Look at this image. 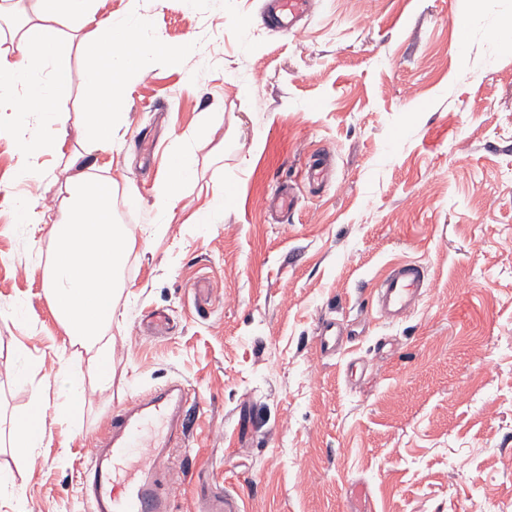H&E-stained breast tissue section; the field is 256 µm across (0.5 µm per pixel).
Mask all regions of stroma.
<instances>
[{"label":"stroma","instance_id":"1","mask_svg":"<svg viewBox=\"0 0 512 512\" xmlns=\"http://www.w3.org/2000/svg\"><path fill=\"white\" fill-rule=\"evenodd\" d=\"M262 0H101L146 22L171 53L140 62L111 151L82 131L87 29L70 49L66 132L24 152L29 129L0 112V420L59 401V355L87 373L43 292L67 157L88 155L135 240L112 326V384L87 388L81 431L50 425L28 458L0 447V473L29 512H88L87 450L114 408L173 380L204 413L175 448L173 512L229 495L246 512H512V0H314L301 32L268 28ZM182 138L195 175L161 223L156 188ZM325 150L327 185L306 165ZM42 172V181L27 179ZM291 213L266 216L278 186ZM223 192L224 221L192 214ZM37 198L36 222L21 205ZM416 259L429 294L404 321L374 313L387 267ZM210 293L196 303L194 290ZM162 311L163 335L143 332ZM344 320L341 354L320 357L322 319ZM38 371L14 379L18 355ZM367 371H348L351 359ZM193 477L184 480L183 464Z\"/></svg>","mask_w":512,"mask_h":512}]
</instances>
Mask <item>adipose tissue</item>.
Returning <instances> with one entry per match:
<instances>
[{"label":"adipose tissue","instance_id":"obj_1","mask_svg":"<svg viewBox=\"0 0 512 512\" xmlns=\"http://www.w3.org/2000/svg\"><path fill=\"white\" fill-rule=\"evenodd\" d=\"M40 23L25 27L12 56L0 54V94L23 87L25 98L16 108L21 123L36 119L35 143L47 146L46 128L64 132L70 114L66 107L67 71L62 63L67 43L58 24L67 22L91 30L92 42L83 68L85 84L95 90L87 115L85 138L95 150L107 152L124 123L117 107L126 79L136 76L138 60L155 52L147 24L130 29L113 24L98 14L97 0H38ZM172 169L159 194L161 213H168L190 182L194 156L181 140L171 145ZM70 175L60 204L61 218L51 224L53 244L45 265L43 291L69 345L90 356V376L97 386L112 380V323L117 316V296L127 256L134 246L129 231L115 223L112 189L91 178L83 153L67 159ZM56 375L63 383L62 400L47 411L40 400L10 422L9 445L25 456L43 446L49 418L80 424L85 384L75 376L67 360H59Z\"/></svg>","mask_w":512,"mask_h":512}]
</instances>
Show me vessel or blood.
Here are the masks:
<instances>
[{
    "label": "vessel or blood",
    "mask_w": 512,
    "mask_h": 512,
    "mask_svg": "<svg viewBox=\"0 0 512 512\" xmlns=\"http://www.w3.org/2000/svg\"><path fill=\"white\" fill-rule=\"evenodd\" d=\"M311 13V0H266L265 14L280 31H299ZM427 285L425 265L412 260L392 264L372 290L377 315L388 323L408 317ZM343 336L340 323L322 320L316 337L320 356L335 354ZM196 405L187 386L171 382L119 406L83 473L91 512H172L162 484L173 442L184 434L186 415Z\"/></svg>",
    "instance_id": "obj_1"
}]
</instances>
